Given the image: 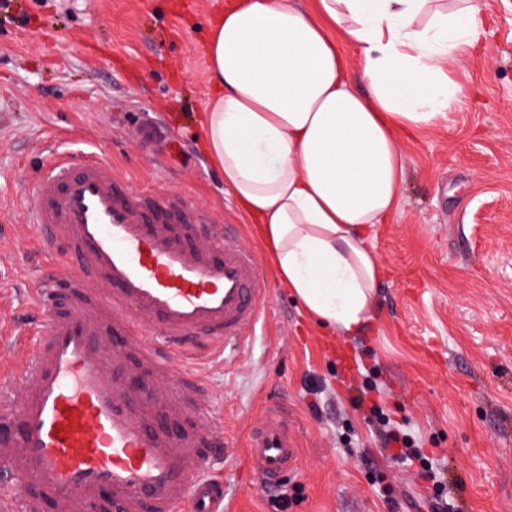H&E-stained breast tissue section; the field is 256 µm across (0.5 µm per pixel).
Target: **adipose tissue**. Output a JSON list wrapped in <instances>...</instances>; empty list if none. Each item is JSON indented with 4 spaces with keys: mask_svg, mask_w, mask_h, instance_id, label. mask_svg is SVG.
<instances>
[{
    "mask_svg": "<svg viewBox=\"0 0 512 512\" xmlns=\"http://www.w3.org/2000/svg\"><path fill=\"white\" fill-rule=\"evenodd\" d=\"M488 0H237L204 42L213 94L201 139L258 218L278 277L347 336L371 318L382 262L369 231L399 207L398 132L464 94L446 67L486 37ZM357 49L364 91L341 45Z\"/></svg>",
    "mask_w": 512,
    "mask_h": 512,
    "instance_id": "adipose-tissue-1",
    "label": "adipose tissue"
}]
</instances>
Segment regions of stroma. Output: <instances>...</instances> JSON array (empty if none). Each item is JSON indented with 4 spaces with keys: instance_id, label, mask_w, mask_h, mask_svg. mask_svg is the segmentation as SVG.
Returning a JSON list of instances; mask_svg holds the SVG:
<instances>
[{
    "instance_id": "1",
    "label": "stroma",
    "mask_w": 512,
    "mask_h": 512,
    "mask_svg": "<svg viewBox=\"0 0 512 512\" xmlns=\"http://www.w3.org/2000/svg\"><path fill=\"white\" fill-rule=\"evenodd\" d=\"M235 2L0 7V241L32 240L25 199L59 133L133 185L184 195L213 223L236 225L271 283L265 326L225 363L197 356L223 414L229 448L212 469L233 512H278L245 461L272 405L299 448L283 477L286 512H431L420 503L424 461L439 469L454 512H512V0H490L484 45L452 71L467 98L399 135L402 202L369 240L383 271L373 316L350 337L307 318L203 151L212 92L203 42ZM154 125L164 141H145ZM29 296L16 259L0 258L1 330L32 320ZM360 394L411 436L418 461L383 447L352 404Z\"/></svg>"
}]
</instances>
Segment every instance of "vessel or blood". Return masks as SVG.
Returning a JSON list of instances; mask_svg holds the SVG:
<instances>
[{
  "label": "vessel or blood",
  "mask_w": 512,
  "mask_h": 512,
  "mask_svg": "<svg viewBox=\"0 0 512 512\" xmlns=\"http://www.w3.org/2000/svg\"><path fill=\"white\" fill-rule=\"evenodd\" d=\"M27 201L38 249L25 277L44 327L20 371L0 375V468L23 481L0 512H227L205 472L223 425L195 358L254 336L271 295L256 252L90 151L49 149ZM298 457L268 410L247 450L260 484Z\"/></svg>",
  "instance_id": "obj_1"
}]
</instances>
